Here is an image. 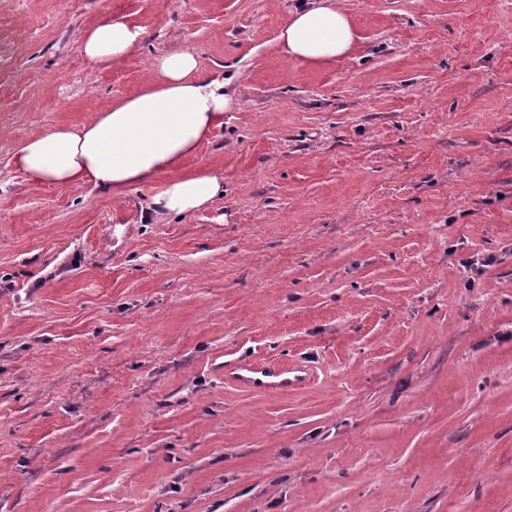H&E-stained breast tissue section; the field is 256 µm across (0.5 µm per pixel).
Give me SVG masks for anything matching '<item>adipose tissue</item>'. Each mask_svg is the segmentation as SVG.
<instances>
[{"label": "adipose tissue", "instance_id": "obj_1", "mask_svg": "<svg viewBox=\"0 0 512 512\" xmlns=\"http://www.w3.org/2000/svg\"><path fill=\"white\" fill-rule=\"evenodd\" d=\"M140 30L126 19L105 17L82 33L84 54L101 67L133 53ZM352 16L336 0H297L277 41L287 57L312 67L336 62L354 46ZM237 71L202 70L192 50L153 58L133 93L113 100L77 126L57 125L24 141L13 167L35 183L89 185L107 194L153 187L149 214L185 216L224 193L223 172L184 162L224 126L236 102Z\"/></svg>", "mask_w": 512, "mask_h": 512}]
</instances>
